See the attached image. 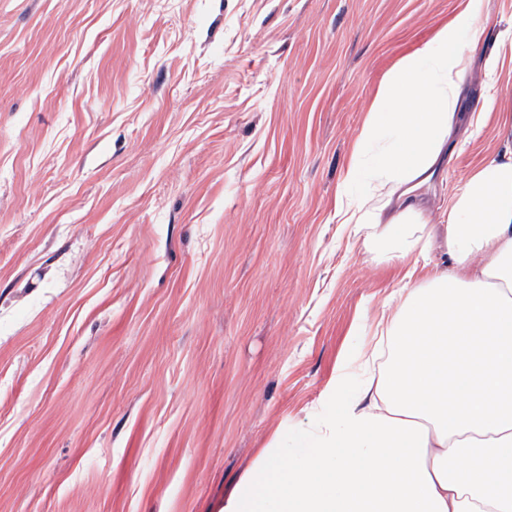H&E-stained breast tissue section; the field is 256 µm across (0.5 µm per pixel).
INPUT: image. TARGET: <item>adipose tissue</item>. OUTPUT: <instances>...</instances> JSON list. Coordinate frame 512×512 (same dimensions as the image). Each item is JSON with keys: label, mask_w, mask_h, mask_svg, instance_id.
Instances as JSON below:
<instances>
[{"label": "adipose tissue", "mask_w": 512, "mask_h": 512, "mask_svg": "<svg viewBox=\"0 0 512 512\" xmlns=\"http://www.w3.org/2000/svg\"><path fill=\"white\" fill-rule=\"evenodd\" d=\"M481 0L437 29L435 50L400 60L369 107L345 179L365 189L349 223L388 260L440 249L335 390L339 418L299 431L293 456L262 449L224 512H512V101L498 154L431 224L421 193L458 135L465 43L485 33ZM382 149L364 167L368 147Z\"/></svg>", "instance_id": "adipose-tissue-1"}]
</instances>
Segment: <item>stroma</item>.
Here are the masks:
<instances>
[{
	"mask_svg": "<svg viewBox=\"0 0 512 512\" xmlns=\"http://www.w3.org/2000/svg\"><path fill=\"white\" fill-rule=\"evenodd\" d=\"M461 0H0V512H222L337 417L395 292L345 223L385 75ZM482 111L431 223L498 147Z\"/></svg>",
	"mask_w": 512,
	"mask_h": 512,
	"instance_id": "1",
	"label": "stroma"
}]
</instances>
